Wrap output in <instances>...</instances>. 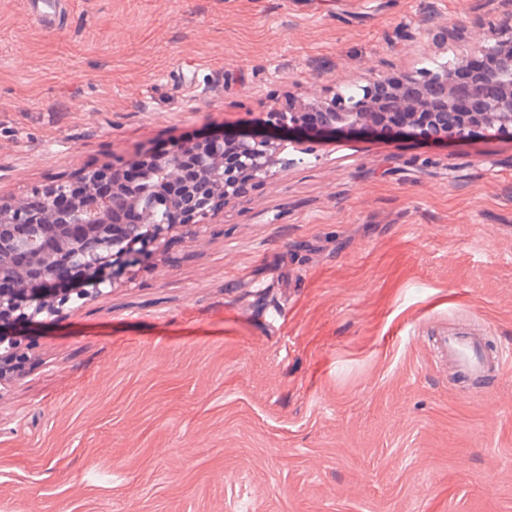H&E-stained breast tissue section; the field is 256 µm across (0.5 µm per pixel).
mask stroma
<instances>
[{
  "label": "stroma",
  "instance_id": "35a3bbf8",
  "mask_svg": "<svg viewBox=\"0 0 512 512\" xmlns=\"http://www.w3.org/2000/svg\"><path fill=\"white\" fill-rule=\"evenodd\" d=\"M0 0V196L267 135L286 97L473 50L512 0ZM287 168L101 296L23 326L0 512H512V136L288 129ZM60 0H26L30 20L43 29L55 27L60 16L62 4ZM433 353L437 364L453 363L460 371L475 377L481 376L487 366L481 333L440 336Z\"/></svg>",
  "mask_w": 512,
  "mask_h": 512
}]
</instances>
